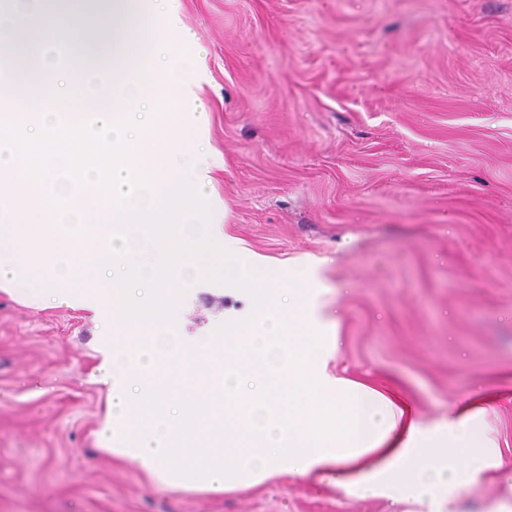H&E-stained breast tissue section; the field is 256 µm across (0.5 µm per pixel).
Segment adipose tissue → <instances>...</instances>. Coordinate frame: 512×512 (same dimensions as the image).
Listing matches in <instances>:
<instances>
[{
  "instance_id": "obj_1",
  "label": "adipose tissue",
  "mask_w": 512,
  "mask_h": 512,
  "mask_svg": "<svg viewBox=\"0 0 512 512\" xmlns=\"http://www.w3.org/2000/svg\"><path fill=\"white\" fill-rule=\"evenodd\" d=\"M169 2L58 0V37L89 63L77 80L70 72H61V90L92 101L107 84L124 82L141 111H148L163 91L181 105L178 113L155 123V136H143L135 149L147 161L140 174L153 177V189L142 192L146 198L174 186L188 156L202 155L204 150L202 141L183 133L188 123H203L206 111L188 93L194 66L185 63L176 68L171 63L191 35L164 27ZM134 41L141 51L132 62L127 52ZM108 60L116 62L117 71L105 68ZM40 199L31 182L0 173V289L46 307L92 312L99 324V372L110 388H122L131 353L139 356L148 375H155L163 361L161 329L155 324L116 325L120 301L99 284L95 260L107 252V224L114 221L115 208L98 210L96 223L70 224L42 214ZM358 393L353 399L339 388L329 399L339 405L342 416L359 414L363 453L344 457L341 440L318 446L324 459L308 466L307 476L332 475L356 498L383 495L436 504L479 482L492 465L495 450L479 410L452 408L444 421L427 427L399 397L389 398L363 386Z\"/></svg>"
}]
</instances>
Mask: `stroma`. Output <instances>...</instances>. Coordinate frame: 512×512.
Wrapping results in <instances>:
<instances>
[{"instance_id": "1", "label": "stroma", "mask_w": 512, "mask_h": 512, "mask_svg": "<svg viewBox=\"0 0 512 512\" xmlns=\"http://www.w3.org/2000/svg\"><path fill=\"white\" fill-rule=\"evenodd\" d=\"M207 123L210 231L304 277L336 320L331 374L433 424L478 401L502 460L445 512H512V0H174ZM194 282L191 341L248 313ZM90 312L0 292V512H403L332 479L175 492L96 445Z\"/></svg>"}]
</instances>
